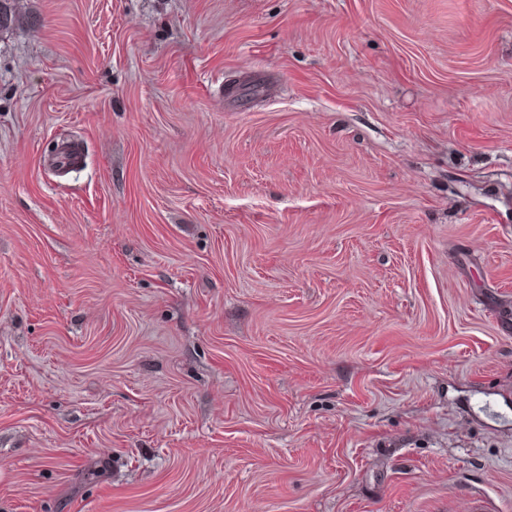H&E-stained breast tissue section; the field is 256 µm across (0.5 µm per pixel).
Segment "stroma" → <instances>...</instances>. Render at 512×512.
Here are the masks:
<instances>
[{
	"label": "stroma",
	"instance_id": "1",
	"mask_svg": "<svg viewBox=\"0 0 512 512\" xmlns=\"http://www.w3.org/2000/svg\"><path fill=\"white\" fill-rule=\"evenodd\" d=\"M17 11L0 512H512V0Z\"/></svg>",
	"mask_w": 512,
	"mask_h": 512
}]
</instances>
